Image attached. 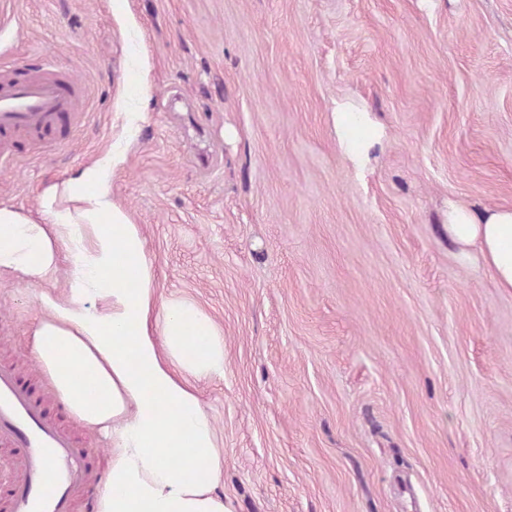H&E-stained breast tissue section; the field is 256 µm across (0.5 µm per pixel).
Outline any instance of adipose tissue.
I'll list each match as a JSON object with an SVG mask.
<instances>
[{
	"label": "adipose tissue",
	"instance_id": "adipose-tissue-1",
	"mask_svg": "<svg viewBox=\"0 0 512 512\" xmlns=\"http://www.w3.org/2000/svg\"><path fill=\"white\" fill-rule=\"evenodd\" d=\"M343 156L364 168L378 132L336 107ZM116 152L39 195L44 222L0 204V271L30 282L70 277L40 294L31 338L50 384L83 425L111 444L94 512H228L217 434L193 386L223 376L224 340L195 302L158 295L140 225L112 197ZM448 235L475 248L512 293V207L448 206Z\"/></svg>",
	"mask_w": 512,
	"mask_h": 512
}]
</instances>
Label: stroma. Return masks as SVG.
<instances>
[{"instance_id": "obj_1", "label": "stroma", "mask_w": 512, "mask_h": 512, "mask_svg": "<svg viewBox=\"0 0 512 512\" xmlns=\"http://www.w3.org/2000/svg\"><path fill=\"white\" fill-rule=\"evenodd\" d=\"M84 89L0 204L118 145L112 196L163 295L224 332L196 382L229 512H512V293L460 259L449 201L512 206V0H0V61ZM382 131L364 171L337 103ZM0 272V360L54 397Z\"/></svg>"}]
</instances>
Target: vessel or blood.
Instances as JSON below:
<instances>
[{
	"label": "vessel or blood",
	"mask_w": 512,
	"mask_h": 512,
	"mask_svg": "<svg viewBox=\"0 0 512 512\" xmlns=\"http://www.w3.org/2000/svg\"><path fill=\"white\" fill-rule=\"evenodd\" d=\"M82 110L77 83L55 67L0 66V172L11 171L29 139L63 142ZM0 451L12 473L0 483L6 512H74L77 495L94 482L89 448L10 363H0Z\"/></svg>",
	"instance_id": "vessel-or-blood-1"
}]
</instances>
